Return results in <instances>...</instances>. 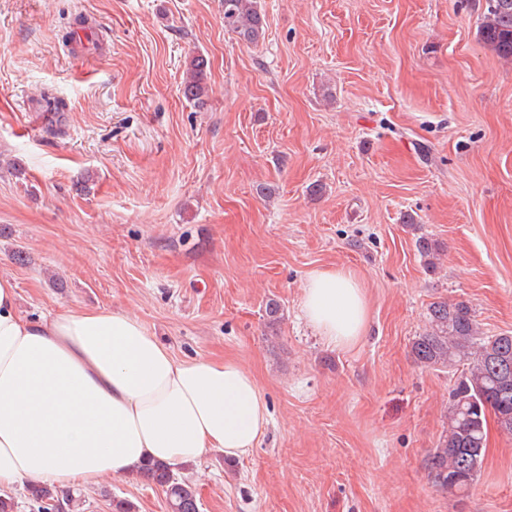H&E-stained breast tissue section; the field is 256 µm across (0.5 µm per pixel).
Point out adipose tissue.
<instances>
[{
	"instance_id": "1",
	"label": "adipose tissue",
	"mask_w": 512,
	"mask_h": 512,
	"mask_svg": "<svg viewBox=\"0 0 512 512\" xmlns=\"http://www.w3.org/2000/svg\"><path fill=\"white\" fill-rule=\"evenodd\" d=\"M18 298L14 280L0 276V494L32 481L93 488L150 460L177 468L258 446L268 403L236 361L176 358L116 310L63 307L31 319ZM302 306L329 345L366 332L352 271L312 272Z\"/></svg>"
}]
</instances>
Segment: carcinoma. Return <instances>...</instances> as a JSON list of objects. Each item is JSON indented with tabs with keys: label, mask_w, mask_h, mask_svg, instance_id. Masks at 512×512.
Listing matches in <instances>:
<instances>
[{
	"label": "carcinoma",
	"mask_w": 512,
	"mask_h": 512,
	"mask_svg": "<svg viewBox=\"0 0 512 512\" xmlns=\"http://www.w3.org/2000/svg\"><path fill=\"white\" fill-rule=\"evenodd\" d=\"M224 31L247 45L264 34L265 18L258 0H222ZM483 44L499 57L512 59V0H488L479 26ZM208 60L189 57L182 85L184 98L205 105L204 77ZM426 268H435L437 247L428 238L416 241ZM415 361L429 369L460 371L449 391L447 428L424 458L431 482L450 494L464 492L477 480L487 447L489 418L512 434V335L483 336L472 308L464 301L436 300L427 308L426 325L411 344ZM165 493L169 512H200L195 484L163 463L139 472ZM26 497L38 512H83L84 497L60 498L52 486L34 484Z\"/></svg>",
	"instance_id": "cac0c4a2"
}]
</instances>
